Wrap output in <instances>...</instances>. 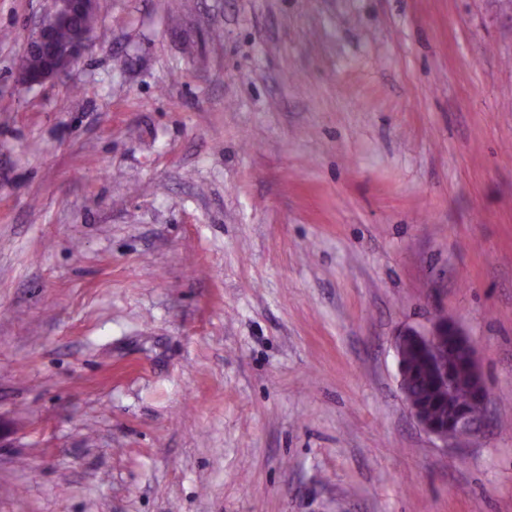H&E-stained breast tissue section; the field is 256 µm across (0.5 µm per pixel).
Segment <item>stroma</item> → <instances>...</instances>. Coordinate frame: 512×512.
Wrapping results in <instances>:
<instances>
[{
    "label": "stroma",
    "instance_id": "obj_1",
    "mask_svg": "<svg viewBox=\"0 0 512 512\" xmlns=\"http://www.w3.org/2000/svg\"><path fill=\"white\" fill-rule=\"evenodd\" d=\"M49 6L0 0V512H512V0H98L29 87ZM50 9L41 17L29 35L24 52L20 76L27 86H39L46 81L59 76L71 65L78 61L91 48L93 29L97 24L96 14H88L82 19V24L92 30L76 28L74 37L66 42L57 39L56 32L60 27H76L81 16L94 12L96 0H51ZM37 54L44 59V65L37 73L40 60L31 56ZM30 60V64H29ZM415 350L429 364L431 383L442 392L446 411L438 415L423 399L412 393L416 380L407 362L408 350ZM400 389L412 416L427 433L448 448V440L471 437L482 432L487 423L490 400L489 385L483 373L476 347L461 329L446 319H439L427 328H407L395 343ZM460 375L454 399V384Z\"/></svg>",
    "mask_w": 512,
    "mask_h": 512
}]
</instances>
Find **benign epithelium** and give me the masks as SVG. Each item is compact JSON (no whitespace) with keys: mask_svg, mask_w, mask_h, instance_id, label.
Segmentation results:
<instances>
[{"mask_svg":"<svg viewBox=\"0 0 512 512\" xmlns=\"http://www.w3.org/2000/svg\"><path fill=\"white\" fill-rule=\"evenodd\" d=\"M50 9L41 17L29 35L20 76L32 87L59 76L91 48L93 31L77 28L81 16L96 9V0H51ZM61 27H74V37L66 42L57 39ZM37 54L44 65L37 73L29 69V60ZM415 350L429 364L431 383L442 392L446 411L437 414L423 399L412 393L415 378L407 362L408 350ZM400 389L412 416L427 433L443 442L471 437L482 432L487 423L490 400L489 385L483 373L476 347L454 323L439 319L427 328H408L395 343ZM470 380L467 403L454 399V384L459 372Z\"/></svg>","mask_w":512,"mask_h":512,"instance_id":"benign-epithelium-1","label":"benign epithelium"}]
</instances>
